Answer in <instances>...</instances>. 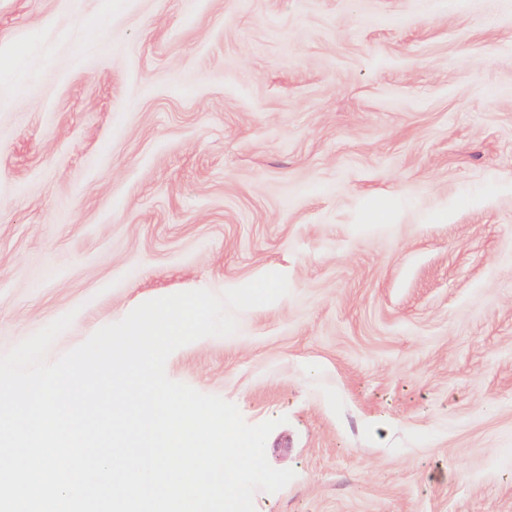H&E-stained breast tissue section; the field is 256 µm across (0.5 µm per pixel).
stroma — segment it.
<instances>
[{
    "label": "stroma",
    "instance_id": "1",
    "mask_svg": "<svg viewBox=\"0 0 512 512\" xmlns=\"http://www.w3.org/2000/svg\"><path fill=\"white\" fill-rule=\"evenodd\" d=\"M0 50V355L279 272L165 365L285 417L255 512H512V0H0Z\"/></svg>",
    "mask_w": 512,
    "mask_h": 512
}]
</instances>
